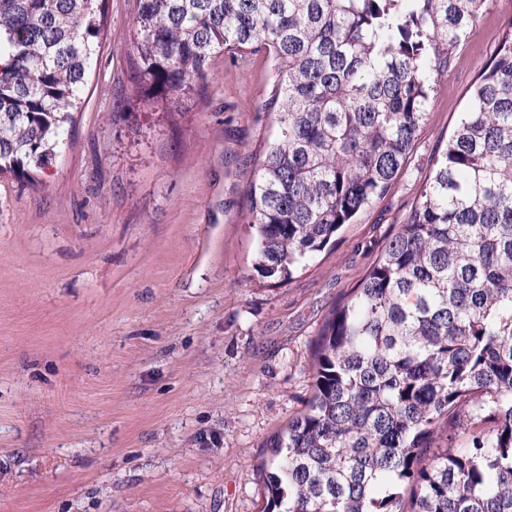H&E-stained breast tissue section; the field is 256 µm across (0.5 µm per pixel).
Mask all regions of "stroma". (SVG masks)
<instances>
[{"mask_svg":"<svg viewBox=\"0 0 512 512\" xmlns=\"http://www.w3.org/2000/svg\"><path fill=\"white\" fill-rule=\"evenodd\" d=\"M138 0H106L60 156L0 177V512H260L267 440L312 385L328 311L405 223L512 20L485 0L388 194L282 280L244 191L274 135L273 62L215 57L204 93L133 82Z\"/></svg>","mask_w":512,"mask_h":512,"instance_id":"stroma-1","label":"stroma"}]
</instances>
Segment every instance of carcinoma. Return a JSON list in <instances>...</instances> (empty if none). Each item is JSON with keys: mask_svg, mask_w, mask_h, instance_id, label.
I'll return each mask as SVG.
<instances>
[{"mask_svg": "<svg viewBox=\"0 0 512 512\" xmlns=\"http://www.w3.org/2000/svg\"><path fill=\"white\" fill-rule=\"evenodd\" d=\"M485 0H139L149 98L263 51L276 133L245 190L254 269L291 273L382 198ZM105 0H0V175L68 143ZM263 512H512V20L408 220L324 317Z\"/></svg>", "mask_w": 512, "mask_h": 512, "instance_id": "carcinoma-1", "label": "carcinoma"}]
</instances>
